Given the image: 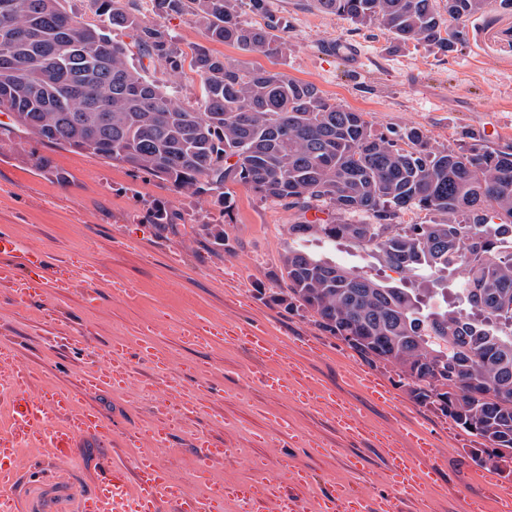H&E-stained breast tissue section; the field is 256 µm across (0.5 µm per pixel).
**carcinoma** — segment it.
<instances>
[{
  "label": "carcinoma",
  "mask_w": 512,
  "mask_h": 512,
  "mask_svg": "<svg viewBox=\"0 0 512 512\" xmlns=\"http://www.w3.org/2000/svg\"><path fill=\"white\" fill-rule=\"evenodd\" d=\"M8 3L12 29L27 36L0 60L7 134H34L110 163L144 171L192 195L227 183L327 224H291L277 301L316 323L369 362L391 364L410 394L489 444L486 461L512 456V145L437 150L418 128L377 135L364 113L330 102L313 83L231 63L203 45L185 52L140 0H92L104 25L69 15L61 0ZM307 6L377 26L395 39L450 50L463 31L447 21L481 13L491 0H305ZM263 18L238 21L241 4ZM165 19L187 15L213 42L282 58L288 41L266 0H151ZM127 32L113 41L106 28ZM189 67L200 83L191 105L150 68ZM406 210L442 217L397 228ZM359 215L357 224L343 220ZM350 241L381 253L398 271L425 270L418 288L384 286L323 259L302 242ZM460 267V305H437L434 275Z\"/></svg>",
  "instance_id": "cac0c4a2"
}]
</instances>
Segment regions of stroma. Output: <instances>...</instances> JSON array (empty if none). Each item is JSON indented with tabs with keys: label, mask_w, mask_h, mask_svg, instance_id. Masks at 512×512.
Instances as JSON below:
<instances>
[{
	"label": "stroma",
	"mask_w": 512,
	"mask_h": 512,
	"mask_svg": "<svg viewBox=\"0 0 512 512\" xmlns=\"http://www.w3.org/2000/svg\"><path fill=\"white\" fill-rule=\"evenodd\" d=\"M288 40L285 57L270 59L232 45L212 44L225 59L314 83L333 102L364 113L375 133L421 129L431 147L442 150L474 141L497 147L512 144V9L492 7L464 23L455 51L433 45H401L378 28L356 29L348 20L304 8L301 0H267ZM339 42L354 44L359 58L334 54ZM235 204L225 210L217 196L186 195L144 172L54 146L35 135H0V227L16 232L52 258L66 259L100 274L109 285L88 298L84 283L60 289L52 298L56 320L37 308L22 309L0 290V340L13 341L23 361L43 368L62 384L93 368L102 345L135 335L151 325L158 345L169 352L181 387L204 396L206 413L186 419L158 458L183 490H201L196 478L195 435L204 434L231 448L215 461L207 482L252 481L276 471L288 492H295L284 460L305 467L317 479L347 476L350 456L363 459L362 473L347 476L373 496L392 495L381 477L387 449L374 438H346L335 421L286 397L247 383L245 371L256 358L234 345L192 346L179 335L182 322L204 317L215 323L260 322L299 365L334 387L375 431L406 420L440 441H454L438 459L440 489L419 498L403 497L396 512H458L457 496L490 497L472 479L481 458L474 436L434 406L418 403L391 365L372 364L344 342L322 330L304 310L285 309L272 297L283 288L281 256L296 210L261 199L249 186L234 183ZM179 213L177 224L162 230L153 222L156 204ZM224 229V246L213 243V225ZM311 251L387 286L415 287L418 276L391 268L378 253L346 240L329 245L312 239ZM133 288L126 301L112 283ZM67 325L86 341L75 349L59 338ZM384 378L393 404L373 401L349 379L348 368ZM135 384L126 393H101L94 402L125 428L146 425L158 411L162 389L157 371L146 362L133 365ZM280 413L310 443L289 440L266 410ZM327 445V453L316 445ZM245 449L240 460L234 449ZM97 439H79L70 459L47 451H24V465L13 492L19 512H82L102 469Z\"/></svg>",
	"instance_id": "obj_1"
}]
</instances>
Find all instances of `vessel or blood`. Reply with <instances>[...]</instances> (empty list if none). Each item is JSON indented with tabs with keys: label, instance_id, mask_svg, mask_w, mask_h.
<instances>
[{
	"label": "vessel or blood",
	"instance_id": "vessel-or-blood-1",
	"mask_svg": "<svg viewBox=\"0 0 512 512\" xmlns=\"http://www.w3.org/2000/svg\"><path fill=\"white\" fill-rule=\"evenodd\" d=\"M73 268L52 261L43 250L24 244L8 230L0 229V286L9 289L13 302L31 307L70 284ZM185 343L213 345L224 340L238 343L259 355V364L250 366L246 377L256 386L284 393L310 406L329 409L336 416V428L352 436L364 435V422L335 390L311 378L298 389L290 388L280 371L286 362L282 349L270 344L265 330L247 324L229 331L194 323L181 331ZM151 364L157 371L168 372L171 362L147 332L132 340L107 344L98 364L81 374L72 384L58 385L45 379L43 371L23 363L14 347L0 342V399L8 408V421L0 425V512H17L8 490L18 470L21 448H44L59 460L68 459L81 437L105 441L122 440L127 457L109 461L93 492L86 498L84 512H224L225 501L236 502L242 512H255L264 496H276L280 512H393V496L374 499L361 490H319L306 469H299L297 482L307 489L304 497L283 491L274 476L261 482L238 481L202 494L180 493L172 484L167 469L155 454L168 447L183 417L205 411L201 400H182L178 409L157 417L149 426L116 428L93 404L95 395L125 391L132 377L134 361ZM381 443L399 447L409 444L411 451L393 456L387 465L395 493L425 491L437 486L435 436L422 427L401 423L380 438ZM199 476H206L208 461L222 455V443L208 437H195ZM479 481L494 485L493 503L466 496L461 512H512V482L499 480L494 466L477 470Z\"/></svg>",
	"mask_w": 512,
	"mask_h": 512
}]
</instances>
